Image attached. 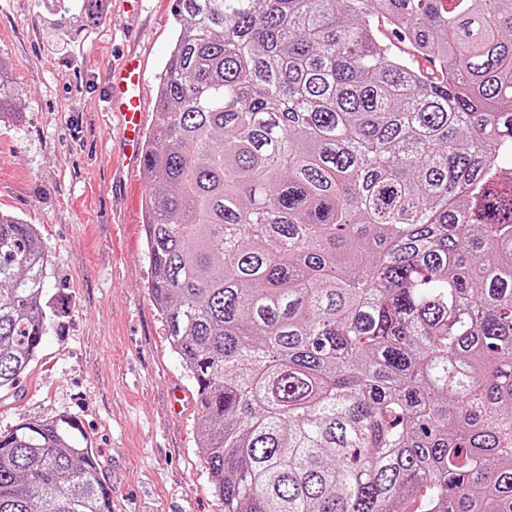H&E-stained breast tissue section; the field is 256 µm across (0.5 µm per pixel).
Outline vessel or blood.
Segmentation results:
<instances>
[{"mask_svg": "<svg viewBox=\"0 0 512 512\" xmlns=\"http://www.w3.org/2000/svg\"><path fill=\"white\" fill-rule=\"evenodd\" d=\"M146 71L133 55L114 64L110 75L112 111L120 116L125 139L132 152H139L145 122L144 91Z\"/></svg>", "mask_w": 512, "mask_h": 512, "instance_id": "obj_1", "label": "vessel or blood"}]
</instances>
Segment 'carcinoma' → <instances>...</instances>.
<instances>
[{"label":"carcinoma","instance_id":"obj_1","mask_svg":"<svg viewBox=\"0 0 512 512\" xmlns=\"http://www.w3.org/2000/svg\"><path fill=\"white\" fill-rule=\"evenodd\" d=\"M173 18L148 288L224 512H512V0ZM46 274L1 213L0 390L55 326ZM0 512H112L78 418L0 434Z\"/></svg>","mask_w":512,"mask_h":512}]
</instances>
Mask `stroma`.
I'll list each match as a JSON object with an SVG mask.
<instances>
[{"label":"stroma","mask_w":512,"mask_h":512,"mask_svg":"<svg viewBox=\"0 0 512 512\" xmlns=\"http://www.w3.org/2000/svg\"><path fill=\"white\" fill-rule=\"evenodd\" d=\"M174 33L170 0H145L137 14L96 0L90 15L0 0V66L16 89L0 112V212L36 225L46 295L60 307L28 375L0 392V432L78 417L112 512H224L202 464L194 384L148 290L142 166L105 116L112 66L134 51L154 127Z\"/></svg>","instance_id":"1"}]
</instances>
